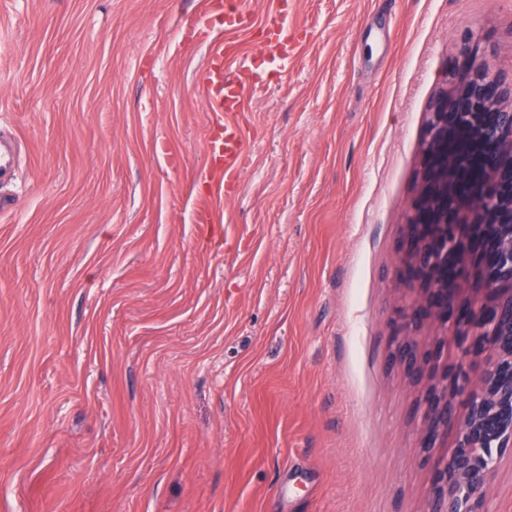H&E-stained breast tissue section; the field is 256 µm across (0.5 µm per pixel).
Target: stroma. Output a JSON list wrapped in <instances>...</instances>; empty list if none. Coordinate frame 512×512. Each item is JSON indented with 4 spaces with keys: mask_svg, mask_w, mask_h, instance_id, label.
<instances>
[{
    "mask_svg": "<svg viewBox=\"0 0 512 512\" xmlns=\"http://www.w3.org/2000/svg\"><path fill=\"white\" fill-rule=\"evenodd\" d=\"M204 6L0 0V512H426L402 226L461 34L512 74V0H291L219 202ZM483 495L512 512L511 451ZM276 3V16L268 23V49L274 59H278L286 65L288 59L296 53L299 45L296 28L288 25L280 17L288 7V0H277Z\"/></svg>",
    "mask_w": 512,
    "mask_h": 512,
    "instance_id": "1",
    "label": "stroma"
}]
</instances>
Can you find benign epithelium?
<instances>
[{
  "label": "benign epithelium",
  "instance_id": "1",
  "mask_svg": "<svg viewBox=\"0 0 512 512\" xmlns=\"http://www.w3.org/2000/svg\"><path fill=\"white\" fill-rule=\"evenodd\" d=\"M426 112L418 191L405 224L401 262L419 297L400 313L396 354L427 376L419 447L431 465L428 512H484L482 490L512 449V78L506 80L473 33ZM486 300L458 303L471 259ZM424 327L488 349L482 370L429 368L415 332ZM454 445L448 447V429Z\"/></svg>",
  "mask_w": 512,
  "mask_h": 512
}]
</instances>
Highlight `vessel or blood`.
<instances>
[{
	"label": "vessel or blood",
	"instance_id": "1",
	"mask_svg": "<svg viewBox=\"0 0 512 512\" xmlns=\"http://www.w3.org/2000/svg\"><path fill=\"white\" fill-rule=\"evenodd\" d=\"M205 13L222 16L225 31L232 33L248 32L255 24L245 0H207ZM268 49L273 58L288 61L298 49L295 28L279 18L269 22ZM270 76L264 64L241 52L233 42L219 43L207 58L204 90L217 117L206 134L205 149L211 164L204 177L216 195L229 194L235 188L248 156L250 135L239 118L246 92L268 84Z\"/></svg>",
	"mask_w": 512,
	"mask_h": 512
}]
</instances>
